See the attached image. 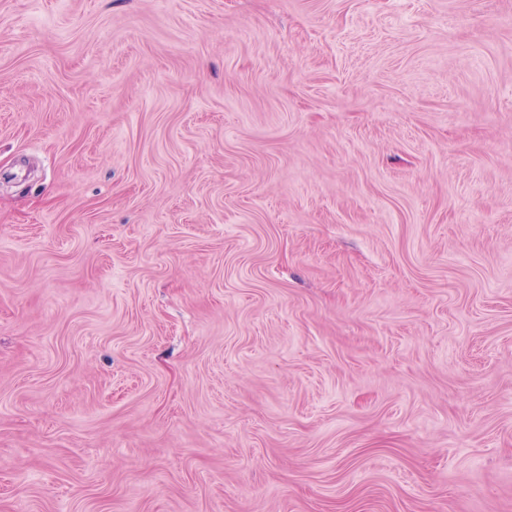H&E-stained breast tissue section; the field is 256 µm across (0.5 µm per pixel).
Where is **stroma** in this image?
<instances>
[{
	"mask_svg": "<svg viewBox=\"0 0 512 512\" xmlns=\"http://www.w3.org/2000/svg\"><path fill=\"white\" fill-rule=\"evenodd\" d=\"M0 512H512V0H0Z\"/></svg>",
	"mask_w": 512,
	"mask_h": 512,
	"instance_id": "35a3bbf8",
	"label": "stroma"
}]
</instances>
